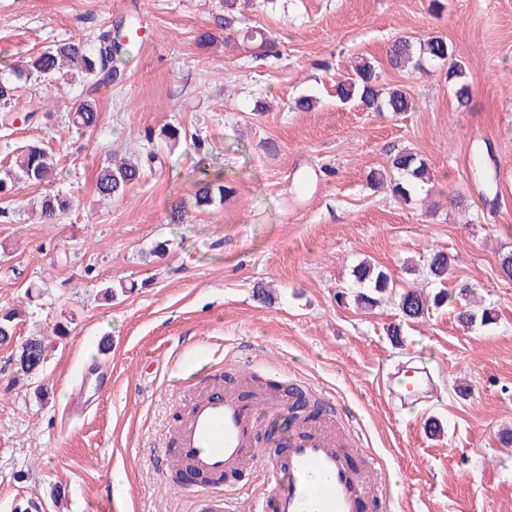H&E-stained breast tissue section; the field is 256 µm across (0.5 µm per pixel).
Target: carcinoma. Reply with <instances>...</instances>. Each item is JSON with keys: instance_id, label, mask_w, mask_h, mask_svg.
<instances>
[{"instance_id": "obj_1", "label": "carcinoma", "mask_w": 512, "mask_h": 512, "mask_svg": "<svg viewBox=\"0 0 512 512\" xmlns=\"http://www.w3.org/2000/svg\"><path fill=\"white\" fill-rule=\"evenodd\" d=\"M253 0H223V12L213 18L214 26L228 33L236 31L245 18V11ZM138 27L133 20L121 19L99 33L97 40H70L59 42L37 55L25 60L9 74L0 75V104L8 108L12 104L16 81H37L45 78H62L71 69L79 68L95 85L112 84L120 73L113 66L114 60L135 42ZM242 46H252L264 54L275 52V42L261 28L247 27L241 34ZM452 51L445 38L429 37L419 43L404 37L393 41L389 48L390 65L400 70H420L426 64H448V83L461 109L468 107L472 85L466 77L465 67L459 61H449ZM336 99L342 104L356 103L371 112L388 110L396 114L413 109L410 94L399 87L385 88L381 84V72L365 57H355L344 78L336 84ZM100 119L95 100L84 99L72 108V126L82 132L94 130ZM157 154L149 153L143 158L127 159L112 157L100 168L95 191L103 200L123 195L132 184L145 175V168L153 165ZM57 161L52 152L38 143L28 144L14 157L12 164L0 174V194H12L21 186L42 184L51 178ZM393 174L374 172L370 181L377 188H387L403 202H410L418 188L431 182V171L427 162L411 151L397 153L392 159ZM231 189L219 182L208 181L199 185L194 193L195 206L199 209L224 203V196ZM44 223H53L73 207L68 195L57 192L40 196L33 202ZM451 261L448 255L437 251L429 255L426 279L433 284H444L448 280ZM355 282L362 288H371L377 294L390 289V277L379 266L363 261L353 269ZM473 291L463 284L458 291L451 292L442 287L431 295L423 288H405L398 292V308L406 321L416 322L430 316L432 308L447 303L453 305L458 323L470 328L480 321L491 322L486 309L477 312L470 308ZM20 312L8 310L0 314V343H8L15 334V320ZM47 345L43 338H32L21 344L14 353V381L29 380L38 375L46 363Z\"/></svg>"}]
</instances>
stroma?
I'll return each mask as SVG.
<instances>
[{
  "label": "stroma",
  "instance_id": "obj_1",
  "mask_svg": "<svg viewBox=\"0 0 512 512\" xmlns=\"http://www.w3.org/2000/svg\"><path fill=\"white\" fill-rule=\"evenodd\" d=\"M443 2L254 0L247 25L279 42L278 56L259 59L199 42L221 0H0V73L130 13L143 33L121 82H28L14 124L0 126V169L32 142L58 168L53 183L0 195V310L23 312L0 346V512H195L197 486L175 482L158 455L192 394L241 370L334 397L388 470V512H512V276L500 267L512 254V0ZM402 36L447 39L473 87L467 109L445 68L389 67ZM360 55L407 89L412 111L336 100ZM304 94L318 99L308 112L293 107ZM87 95L100 124L80 132L69 113ZM165 125L187 139L167 148ZM154 147L161 164L98 199L112 152ZM404 149L433 173L408 204L369 181ZM204 176L231 195L169 223ZM48 191L74 206L40 224L30 205ZM160 242L166 255L149 260ZM435 251L453 260L447 289L473 285L493 324L461 327L445 306L407 325L388 295L356 305L359 262L398 290L422 285L405 266ZM119 280L127 292L103 300L102 284ZM261 286L272 302L258 300ZM34 336L48 343L45 369L13 383L16 347ZM413 356L432 367L435 391L402 410L382 381Z\"/></svg>",
  "mask_w": 512,
  "mask_h": 512
}]
</instances>
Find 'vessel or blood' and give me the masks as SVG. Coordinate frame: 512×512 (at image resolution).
I'll return each mask as SVG.
<instances>
[{"label":"vessel or blood","mask_w":512,"mask_h":512,"mask_svg":"<svg viewBox=\"0 0 512 512\" xmlns=\"http://www.w3.org/2000/svg\"><path fill=\"white\" fill-rule=\"evenodd\" d=\"M432 382L426 367L409 362L388 375L384 389L397 404H418ZM286 405L279 394L245 400L232 387L196 394L175 428L179 463L214 477H243L261 467L259 503L269 512H384L386 475L373 457L354 464L359 447L354 429L319 417L293 429L284 446L260 441L259 412L274 415ZM315 472L329 476L318 491L310 482ZM198 508L232 512L228 498L214 487L202 494Z\"/></svg>","instance_id":"b4317fda"}]
</instances>
